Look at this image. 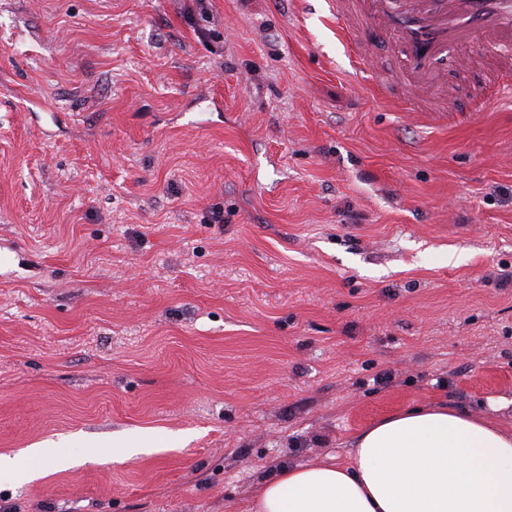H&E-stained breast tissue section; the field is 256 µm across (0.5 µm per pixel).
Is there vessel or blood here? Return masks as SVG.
Instances as JSON below:
<instances>
[{
  "label": "vessel or blood",
  "mask_w": 512,
  "mask_h": 512,
  "mask_svg": "<svg viewBox=\"0 0 512 512\" xmlns=\"http://www.w3.org/2000/svg\"><path fill=\"white\" fill-rule=\"evenodd\" d=\"M335 16L340 39L359 49L360 64L369 62L361 51L367 31L394 44L391 79L410 105L438 94L449 65L466 67L465 52L476 40L504 53L486 89L491 103L512 89V0H336Z\"/></svg>",
  "instance_id": "b4317fda"
}]
</instances>
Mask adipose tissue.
Here are the masks:
<instances>
[{
  "label": "adipose tissue",
  "mask_w": 512,
  "mask_h": 512,
  "mask_svg": "<svg viewBox=\"0 0 512 512\" xmlns=\"http://www.w3.org/2000/svg\"><path fill=\"white\" fill-rule=\"evenodd\" d=\"M250 512H512V430L439 403L361 431L349 460L282 466Z\"/></svg>",
  "instance_id": "1"
}]
</instances>
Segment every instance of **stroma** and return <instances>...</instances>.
Segmentation results:
<instances>
[{
    "instance_id": "obj_1",
    "label": "stroma",
    "mask_w": 512,
    "mask_h": 512,
    "mask_svg": "<svg viewBox=\"0 0 512 512\" xmlns=\"http://www.w3.org/2000/svg\"><path fill=\"white\" fill-rule=\"evenodd\" d=\"M311 2L0 0V454L44 472L0 512H247L412 406L512 427L494 55L407 112Z\"/></svg>"
}]
</instances>
